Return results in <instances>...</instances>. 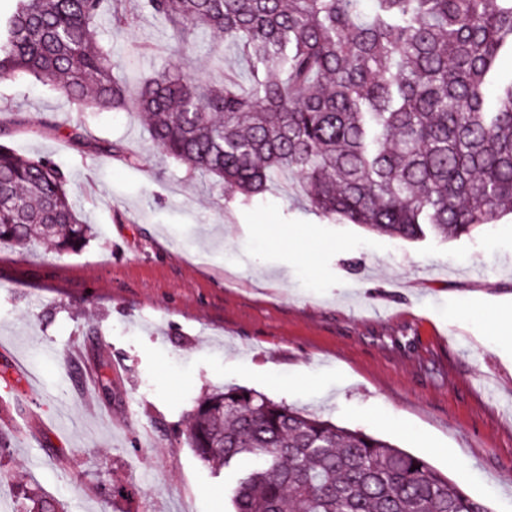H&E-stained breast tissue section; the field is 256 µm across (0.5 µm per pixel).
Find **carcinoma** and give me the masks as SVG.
<instances>
[{
    "mask_svg": "<svg viewBox=\"0 0 512 512\" xmlns=\"http://www.w3.org/2000/svg\"><path fill=\"white\" fill-rule=\"evenodd\" d=\"M105 0H14L0 79L29 75L91 112L133 107L157 149L249 200L301 180L312 208L393 238L470 236L512 213V0H139L171 27L168 62L130 98L89 42ZM247 64L250 84L181 74L189 35ZM495 87L488 102L487 91ZM65 172L0 143V245L77 254L94 227ZM189 447L238 471L233 512H489L427 460L228 386L197 402ZM23 512H56L42 494Z\"/></svg>",
    "mask_w": 512,
    "mask_h": 512,
    "instance_id": "obj_1",
    "label": "carcinoma"
}]
</instances>
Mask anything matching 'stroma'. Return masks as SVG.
I'll list each match as a JSON object with an SVG mask.
<instances>
[{"label": "stroma", "instance_id": "stroma-1", "mask_svg": "<svg viewBox=\"0 0 512 512\" xmlns=\"http://www.w3.org/2000/svg\"><path fill=\"white\" fill-rule=\"evenodd\" d=\"M171 31L103 18L130 84ZM192 39L186 78L212 66ZM113 152L99 151L101 142ZM67 174L96 236L80 253L0 246V512L29 488L58 512H232V479L185 442L235 385L426 459L512 512V215L477 235L396 240L323 216L294 180L245 201L157 151L134 112H83L24 76L0 82V143ZM296 232L295 243L278 235Z\"/></svg>", "mask_w": 512, "mask_h": 512}]
</instances>
